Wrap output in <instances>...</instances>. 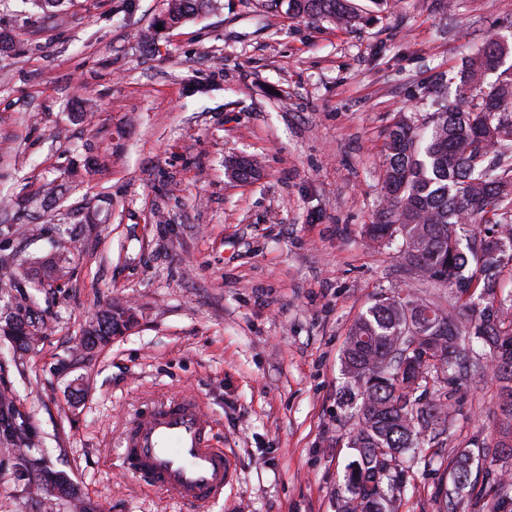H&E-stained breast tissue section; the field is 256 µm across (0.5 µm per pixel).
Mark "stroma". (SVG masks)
Wrapping results in <instances>:
<instances>
[{"label":"stroma","instance_id":"obj_1","mask_svg":"<svg viewBox=\"0 0 512 512\" xmlns=\"http://www.w3.org/2000/svg\"><path fill=\"white\" fill-rule=\"evenodd\" d=\"M165 0H0V395L26 455L0 434V512H74L39 468L100 512H182L126 473L127 418L181 393L213 418L234 480L202 512H336L354 451L341 351L376 297L408 290L443 308L447 288L363 239L383 204L386 133L428 112L421 86L456 72L512 0H356L375 22L344 29L269 0H212L184 26L151 28ZM258 159L242 181L236 160ZM53 260L58 279L43 271ZM34 268L18 281L11 267ZM119 306L132 324L94 351L79 338ZM501 399L490 359L445 402L435 461L407 475L399 512H495L493 482L438 490L461 448L488 443Z\"/></svg>","mask_w":512,"mask_h":512}]
</instances>
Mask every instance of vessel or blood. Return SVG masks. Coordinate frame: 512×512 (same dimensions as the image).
<instances>
[{
	"label": "vessel or blood",
	"instance_id": "b4317fda",
	"mask_svg": "<svg viewBox=\"0 0 512 512\" xmlns=\"http://www.w3.org/2000/svg\"><path fill=\"white\" fill-rule=\"evenodd\" d=\"M211 420L183 398L131 418L121 454L125 468L179 498L189 512L219 497L234 477L231 460L210 444Z\"/></svg>",
	"mask_w": 512,
	"mask_h": 512
}]
</instances>
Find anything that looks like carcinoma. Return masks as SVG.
Returning <instances> with one entry per match:
<instances>
[{
	"label": "carcinoma",
	"instance_id": "1",
	"mask_svg": "<svg viewBox=\"0 0 512 512\" xmlns=\"http://www.w3.org/2000/svg\"><path fill=\"white\" fill-rule=\"evenodd\" d=\"M208 0H165L171 25H182ZM288 14L317 17L354 27L362 16L354 0H288ZM512 47L492 38L459 74L437 76L428 87L433 111L419 126L399 116L386 138L380 194L383 219L369 224L373 242L396 246L406 270L446 288L468 310L462 320L410 293L380 295L361 313L347 336L343 374L355 390L348 419L354 425L338 494V512H397L407 486L404 462L424 463L420 428L446 426L447 412L423 402L429 384L455 385L470 355L490 356L502 398L492 461L512 458V290L502 288L512 266ZM496 75L486 85L485 78ZM456 98L448 101V84ZM130 321L111 308L87 335L105 346ZM476 455L461 448L453 458L444 497L459 495L472 482ZM496 512H512V472L493 480Z\"/></svg>",
	"mask_w": 512,
	"mask_h": 512
}]
</instances>
